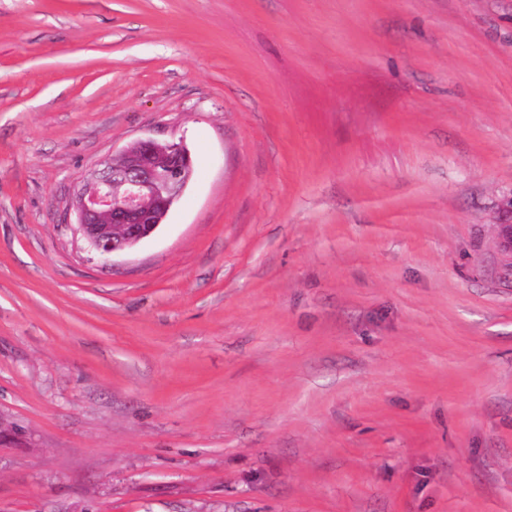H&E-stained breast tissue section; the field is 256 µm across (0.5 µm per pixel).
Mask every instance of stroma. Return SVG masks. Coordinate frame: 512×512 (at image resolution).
I'll return each mask as SVG.
<instances>
[{
    "label": "stroma",
    "instance_id": "stroma-1",
    "mask_svg": "<svg viewBox=\"0 0 512 512\" xmlns=\"http://www.w3.org/2000/svg\"><path fill=\"white\" fill-rule=\"evenodd\" d=\"M511 202L512 0H0V512H512ZM181 142L140 139L95 169L78 191L77 230L101 261L152 237L191 180Z\"/></svg>",
    "mask_w": 512,
    "mask_h": 512
}]
</instances>
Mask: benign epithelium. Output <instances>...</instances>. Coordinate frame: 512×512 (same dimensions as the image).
I'll use <instances>...</instances> for the list:
<instances>
[{"mask_svg":"<svg viewBox=\"0 0 512 512\" xmlns=\"http://www.w3.org/2000/svg\"><path fill=\"white\" fill-rule=\"evenodd\" d=\"M193 176L182 142L140 139L92 171L78 191L77 230L103 262L156 234Z\"/></svg>","mask_w":512,"mask_h":512,"instance_id":"benign-epithelium-1","label":"benign epithelium"}]
</instances>
